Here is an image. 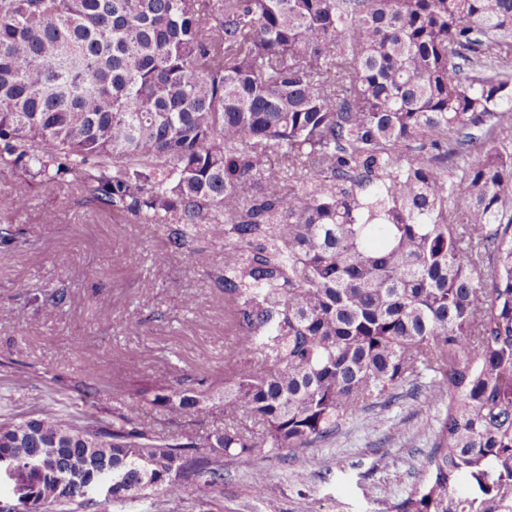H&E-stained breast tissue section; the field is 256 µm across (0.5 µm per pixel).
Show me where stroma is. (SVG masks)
I'll list each match as a JSON object with an SVG mask.
<instances>
[{
    "label": "stroma",
    "instance_id": "obj_1",
    "mask_svg": "<svg viewBox=\"0 0 512 512\" xmlns=\"http://www.w3.org/2000/svg\"><path fill=\"white\" fill-rule=\"evenodd\" d=\"M14 246H0V419L43 409L79 416L89 365L123 385L224 372L231 342L215 280L223 246L174 253L155 224L112 221L81 196L38 193L18 217ZM67 302L52 308L58 290ZM192 298L185 307L184 298ZM444 405L403 399L348 419L335 436L303 449L306 477L290 453L224 465L215 491L160 495L122 512H394L421 474ZM268 481L262 498L251 475Z\"/></svg>",
    "mask_w": 512,
    "mask_h": 512
}]
</instances>
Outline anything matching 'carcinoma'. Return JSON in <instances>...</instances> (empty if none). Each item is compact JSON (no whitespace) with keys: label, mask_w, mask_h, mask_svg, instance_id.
<instances>
[{"label":"carcinoma","mask_w":512,"mask_h":512,"mask_svg":"<svg viewBox=\"0 0 512 512\" xmlns=\"http://www.w3.org/2000/svg\"><path fill=\"white\" fill-rule=\"evenodd\" d=\"M511 63L512 0H0V245L50 188L222 243L234 334L219 384L1 421L15 512L214 491L404 395L448 405L397 512H512Z\"/></svg>","instance_id":"cac0c4a2"}]
</instances>
